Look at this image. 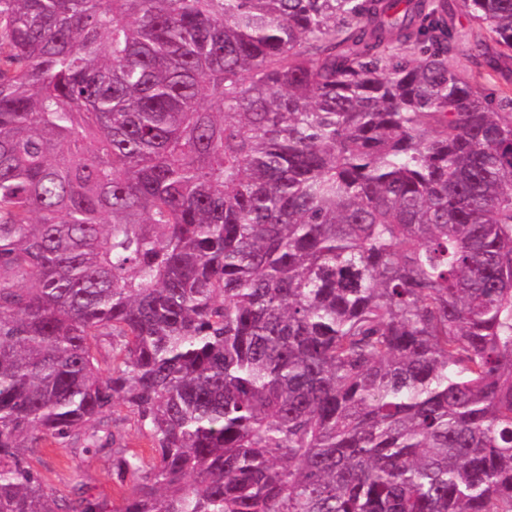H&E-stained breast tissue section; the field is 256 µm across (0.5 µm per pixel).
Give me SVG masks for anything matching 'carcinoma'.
Here are the masks:
<instances>
[{
    "mask_svg": "<svg viewBox=\"0 0 512 512\" xmlns=\"http://www.w3.org/2000/svg\"><path fill=\"white\" fill-rule=\"evenodd\" d=\"M460 52L511 83L512 0H0V512H105L45 447L118 512H512V92ZM33 464L57 498L69 497L78 479L89 494L105 504L107 512H115L121 506L120 494L112 484L107 450L89 448L70 454L61 448H40Z\"/></svg>",
    "mask_w": 512,
    "mask_h": 512,
    "instance_id": "carcinoma-1",
    "label": "carcinoma"
}]
</instances>
